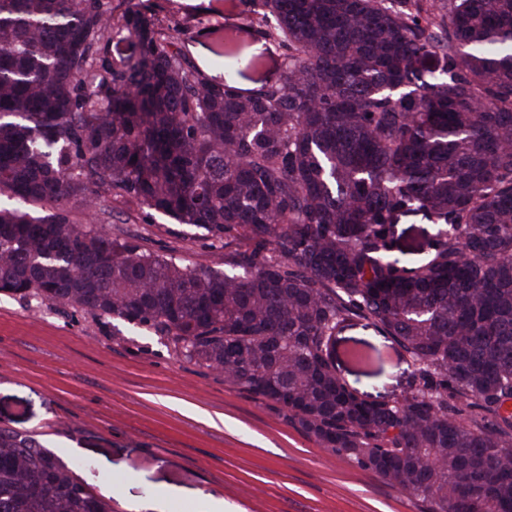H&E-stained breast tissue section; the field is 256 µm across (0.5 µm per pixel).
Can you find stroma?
Returning a JSON list of instances; mask_svg holds the SVG:
<instances>
[{
    "mask_svg": "<svg viewBox=\"0 0 512 512\" xmlns=\"http://www.w3.org/2000/svg\"><path fill=\"white\" fill-rule=\"evenodd\" d=\"M177 27L186 58L209 80L232 52L243 90L276 78L282 51L253 35L245 0H136ZM103 227L196 267L223 269L203 229L105 197ZM342 377L365 396L393 400L408 363L394 342L355 325L338 337ZM34 437L79 479L135 512L172 491L168 512H424L420 501L320 448L284 412L176 356L144 326L63 304L0 296V428Z\"/></svg>",
    "mask_w": 512,
    "mask_h": 512,
    "instance_id": "obj_1",
    "label": "stroma"
}]
</instances>
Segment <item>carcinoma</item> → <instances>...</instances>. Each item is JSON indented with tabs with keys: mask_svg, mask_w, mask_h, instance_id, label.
<instances>
[{
	"mask_svg": "<svg viewBox=\"0 0 512 512\" xmlns=\"http://www.w3.org/2000/svg\"><path fill=\"white\" fill-rule=\"evenodd\" d=\"M247 2L283 56L250 92L135 4L0 0V295L154 330L430 512H512V0ZM103 196L204 229L224 270L66 209ZM355 321L406 353L400 398L340 376ZM0 512L112 505L0 428ZM433 233V227L421 216L403 217L395 225V235L402 250L416 255H408L410 258H422L427 252L429 236Z\"/></svg>",
	"mask_w": 512,
	"mask_h": 512,
	"instance_id": "1",
	"label": "carcinoma"
}]
</instances>
